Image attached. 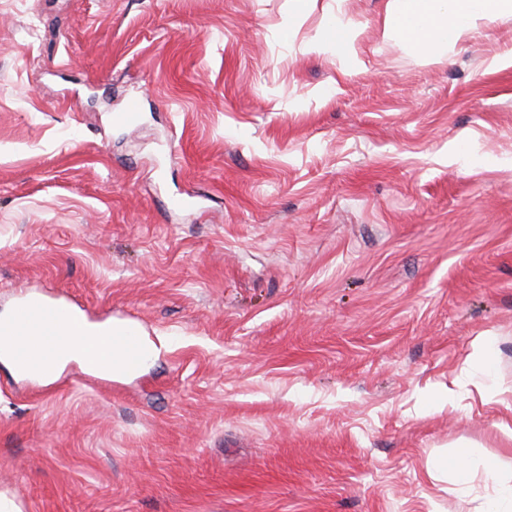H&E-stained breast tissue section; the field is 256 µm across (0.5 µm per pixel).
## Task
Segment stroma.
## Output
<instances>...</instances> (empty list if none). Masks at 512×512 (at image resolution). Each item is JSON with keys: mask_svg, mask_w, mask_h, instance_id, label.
Instances as JSON below:
<instances>
[{"mask_svg": "<svg viewBox=\"0 0 512 512\" xmlns=\"http://www.w3.org/2000/svg\"><path fill=\"white\" fill-rule=\"evenodd\" d=\"M387 3L0 0V315L50 292L158 349L40 389L0 358V497L480 512L493 477L433 461L512 476V22L423 53ZM323 28L324 32L320 43L313 45L316 49L329 48L336 44L337 51L340 47L341 39H344L352 46L357 37L356 30L339 13L327 15L323 22ZM337 33H340L341 36L336 37ZM451 464L460 483H467L470 479L471 473L479 467H482L483 470L491 477H495L492 466L487 462L478 461L473 456L468 446L458 447L453 455Z\"/></svg>", "mask_w": 512, "mask_h": 512, "instance_id": "1", "label": "stroma"}]
</instances>
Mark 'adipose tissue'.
<instances>
[{
  "instance_id": "obj_1",
  "label": "adipose tissue",
  "mask_w": 512,
  "mask_h": 512,
  "mask_svg": "<svg viewBox=\"0 0 512 512\" xmlns=\"http://www.w3.org/2000/svg\"><path fill=\"white\" fill-rule=\"evenodd\" d=\"M386 37L426 48H453L483 22L512 20V0H391Z\"/></svg>"
}]
</instances>
